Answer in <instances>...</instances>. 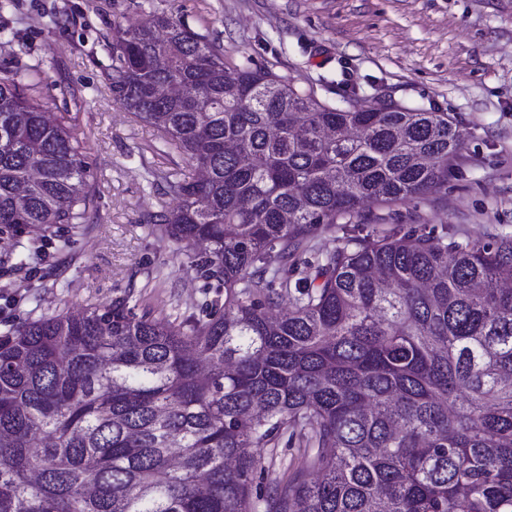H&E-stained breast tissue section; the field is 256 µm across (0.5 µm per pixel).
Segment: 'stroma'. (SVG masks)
Segmentation results:
<instances>
[{"label":"stroma","mask_w":512,"mask_h":512,"mask_svg":"<svg viewBox=\"0 0 512 512\" xmlns=\"http://www.w3.org/2000/svg\"><path fill=\"white\" fill-rule=\"evenodd\" d=\"M151 12L328 104L355 94L459 122L466 140L446 182L427 199L371 208V230L512 234V0H11L0 10V72L47 63L42 96L83 138L93 220L0 237V332L127 293L139 310L182 320L224 297L143 222L172 200L146 180L162 164L152 128L115 102L107 76L113 27Z\"/></svg>","instance_id":"35a3bbf8"}]
</instances>
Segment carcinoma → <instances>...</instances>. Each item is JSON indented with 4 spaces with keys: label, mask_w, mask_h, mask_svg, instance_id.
Here are the masks:
<instances>
[{
    "label": "carcinoma",
    "mask_w": 512,
    "mask_h": 512,
    "mask_svg": "<svg viewBox=\"0 0 512 512\" xmlns=\"http://www.w3.org/2000/svg\"><path fill=\"white\" fill-rule=\"evenodd\" d=\"M45 75H0V233L89 223ZM108 80L172 165L150 174L176 206L145 223L224 304L179 321L128 294L5 330L0 512H512V236L359 228L437 190L462 126L329 105L157 14L112 29Z\"/></svg>",
    "instance_id": "cac0c4a2"
}]
</instances>
